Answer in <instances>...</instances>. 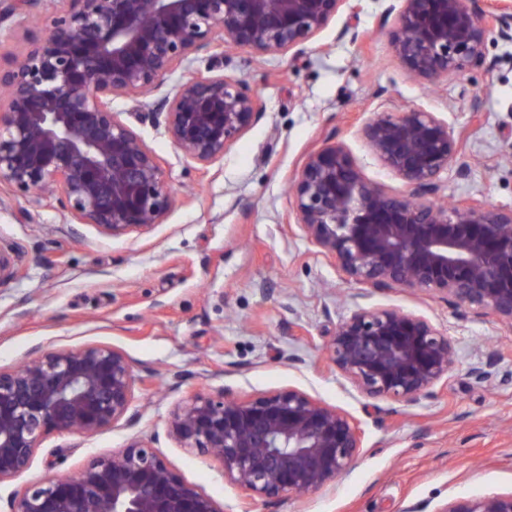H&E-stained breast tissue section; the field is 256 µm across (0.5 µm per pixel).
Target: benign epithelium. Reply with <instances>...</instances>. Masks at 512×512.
<instances>
[{
	"instance_id": "1",
	"label": "benign epithelium",
	"mask_w": 512,
	"mask_h": 512,
	"mask_svg": "<svg viewBox=\"0 0 512 512\" xmlns=\"http://www.w3.org/2000/svg\"><path fill=\"white\" fill-rule=\"evenodd\" d=\"M38 0H0V27L27 29ZM47 32L0 66V183L55 192L79 224L112 238L163 222L173 198L137 128L112 107L141 98L140 124L164 129L175 148L208 165L262 113L247 83L223 73L177 76L197 52L223 65L229 47L299 54L353 0H58ZM481 0H397L386 9L393 49L427 83L485 64L488 36L512 41V12ZM171 89L149 99L158 86ZM398 194L365 177L342 143L304 159L293 185L295 224L344 280L362 286L333 331L329 359L362 395L416 403L448 380L459 349L428 317L361 303L405 289L489 314L512 326V207L438 203L449 168L469 166L453 128L436 112L377 109L358 130ZM471 376L512 385V368L479 358ZM139 378L132 359L106 344L52 349L0 370V484L32 462L52 432L92 437L130 418ZM181 448L216 459L246 500L280 501L329 489L348 475L364 430L347 411L297 388L243 400L226 389L195 393L172 412ZM9 512H224L186 481L150 439L91 455L74 473L30 483ZM435 512H512V493L452 497Z\"/></svg>"
}]
</instances>
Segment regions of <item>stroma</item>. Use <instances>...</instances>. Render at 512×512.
Wrapping results in <instances>:
<instances>
[{"label": "stroma", "instance_id": "stroma-1", "mask_svg": "<svg viewBox=\"0 0 512 512\" xmlns=\"http://www.w3.org/2000/svg\"><path fill=\"white\" fill-rule=\"evenodd\" d=\"M359 4L356 16L339 11L302 55L226 51L225 74L244 79L263 112L209 166L140 125L173 196L150 230L112 239L77 223L57 198L37 202L0 185V250L19 268L0 282V369L48 348L103 343L126 352L142 379L129 421L91 438L48 435L30 467L0 484V512L31 482L144 437L227 512H435L451 497L512 493V386L469 374L480 356L512 363V327L407 290L373 294L370 304L423 314L455 336L447 384L415 404L363 396L328 359L359 287L289 224V189L311 150L344 143L368 179L401 190L357 129L380 106L422 108L447 119L476 159L468 178L442 175L443 197L512 206V42H488L484 66L431 89L395 57L385 0ZM346 25L353 36H341ZM289 387L362 424L361 454L334 491L242 505L219 462L169 435L170 415L190 393L229 388L248 399Z\"/></svg>", "mask_w": 512, "mask_h": 512}]
</instances>
